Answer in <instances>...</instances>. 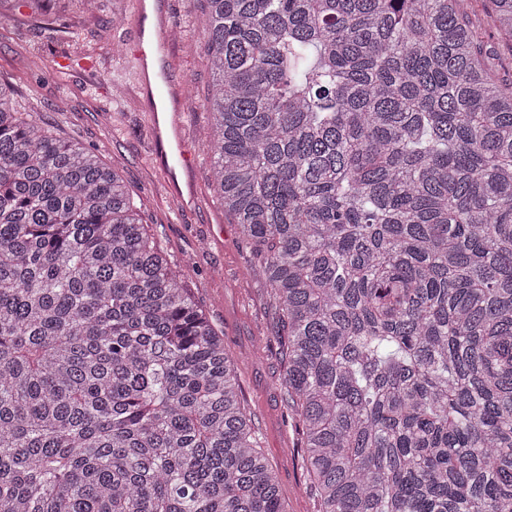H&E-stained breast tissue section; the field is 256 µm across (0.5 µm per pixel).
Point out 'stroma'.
Instances as JSON below:
<instances>
[{
	"mask_svg": "<svg viewBox=\"0 0 512 512\" xmlns=\"http://www.w3.org/2000/svg\"><path fill=\"white\" fill-rule=\"evenodd\" d=\"M139 0H46L41 9L0 8V82L13 89L19 111L31 113L57 136L98 151L116 166L143 224L182 271L199 305L239 357L241 397L268 458L288 512H317L300 436L282 387L279 317L254 268L249 245L225 216L212 186L205 152L212 119L201 102L210 83L202 35L201 0H166L175 35L174 74L186 85L185 140L193 154L198 201L180 206L153 159L146 105L122 59L134 40ZM492 75L512 81V39L493 24L489 0H459Z\"/></svg>",
	"mask_w": 512,
	"mask_h": 512,
	"instance_id": "stroma-1",
	"label": "stroma"
}]
</instances>
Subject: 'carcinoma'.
Listing matches in <instances>:
<instances>
[{
    "label": "carcinoma",
    "instance_id": "obj_1",
    "mask_svg": "<svg viewBox=\"0 0 512 512\" xmlns=\"http://www.w3.org/2000/svg\"><path fill=\"white\" fill-rule=\"evenodd\" d=\"M202 2L213 183L278 309L318 512H512V82L458 0ZM11 94L0 512H287L120 173Z\"/></svg>",
    "mask_w": 512,
    "mask_h": 512
}]
</instances>
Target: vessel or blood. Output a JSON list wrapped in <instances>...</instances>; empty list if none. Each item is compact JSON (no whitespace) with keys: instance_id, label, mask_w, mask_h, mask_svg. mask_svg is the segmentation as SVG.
Returning a JSON list of instances; mask_svg holds the SVG:
<instances>
[{"instance_id":"vessel-or-blood-1","label":"vessel or blood","mask_w":512,"mask_h":512,"mask_svg":"<svg viewBox=\"0 0 512 512\" xmlns=\"http://www.w3.org/2000/svg\"><path fill=\"white\" fill-rule=\"evenodd\" d=\"M137 36L125 47L123 56L132 70L138 92L150 102H165V112H151L150 131L157 164L168 170V186L176 200L194 203L197 194L187 173L191 158L184 148V96L182 84L172 77V67L166 48L174 27L168 12L148 15L139 8L136 19Z\"/></svg>"}]
</instances>
